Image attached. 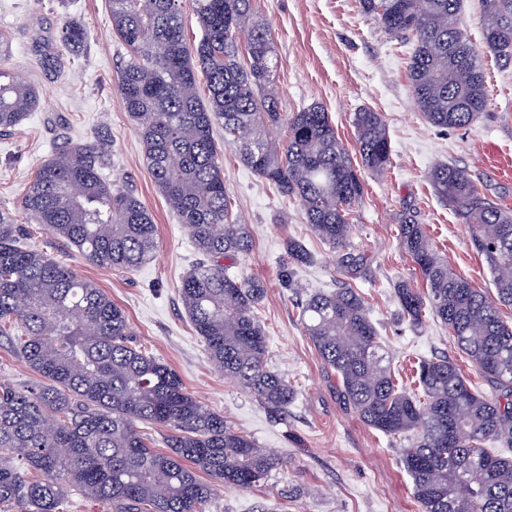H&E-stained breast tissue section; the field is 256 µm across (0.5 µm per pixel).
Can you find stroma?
I'll return each instance as SVG.
<instances>
[{
	"label": "stroma",
	"instance_id": "stroma-1",
	"mask_svg": "<svg viewBox=\"0 0 512 512\" xmlns=\"http://www.w3.org/2000/svg\"><path fill=\"white\" fill-rule=\"evenodd\" d=\"M255 8L276 49L273 88L280 111L322 105L364 186L348 215L350 250L363 262L346 268L310 230L295 200L245 166L234 147L221 148L233 215L252 235L250 253L237 257L234 270L265 284L257 315L268 337V363L295 391L285 413H271L210 365L179 301L180 280L199 256L157 190L139 134L119 101L118 69L130 53L112 33L109 0H67L61 8L50 0H0V34L11 43L5 64L42 94L23 124L0 136V212L20 216L21 199L54 143L87 142L106 131L113 176L126 181L155 218V257L136 270L118 271L86 262L40 229L29 242L102 288L125 311L137 345L174 368L211 410L281 457L283 469L256 490L218 488L211 512H422L401 463L407 441L366 426L343 403L335 375L304 332L301 303L311 291L351 285L391 352L401 384H411L415 358L446 357L462 365L475 389L492 394V383L433 316L415 328L401 319L394 289L401 283L426 287L400 245L399 226L408 216L457 274L493 291L483 257L454 211L436 197L427 173L440 162L464 167L487 197L512 210V66L483 56L486 111L467 128L443 130L425 122L412 97V43L385 33L361 12L359 0H255ZM70 18L88 30L85 49L44 65V54L59 51L60 30ZM362 108L381 113L391 139L390 162L378 174L363 167L355 144L352 116ZM291 238L305 244L313 263L288 265ZM39 380L13 340L0 336V383L23 391Z\"/></svg>",
	"mask_w": 512,
	"mask_h": 512
}]
</instances>
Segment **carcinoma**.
I'll use <instances>...</instances> for the list:
<instances>
[{"mask_svg":"<svg viewBox=\"0 0 512 512\" xmlns=\"http://www.w3.org/2000/svg\"><path fill=\"white\" fill-rule=\"evenodd\" d=\"M112 32L129 48L118 76L121 103L138 127L144 159L202 262L178 287L210 363L282 412L295 392L267 364L268 338L256 311L264 284L240 279L224 259L247 253L248 225L232 218L220 147L224 143L279 193L294 198L307 224L350 267L348 211L363 184L324 107L285 114L267 94L277 68L268 24L253 0H192L202 37L184 39V0H109ZM392 37L413 42L409 78L425 120L465 128L487 107L479 57L512 65V0H481L483 47L460 28L461 0H359ZM71 54L87 44L83 24H63ZM208 98L198 95L199 75ZM40 92L0 66V133L12 132ZM363 166L382 172L391 142L378 112L354 113ZM272 126L285 128L275 143ZM111 146L99 135L64 143L36 171L21 201L41 228L87 261L133 271L157 251V227L139 197L111 179ZM428 179L468 229L493 274L496 298L456 274L422 225L405 217L400 243L426 282L395 288L412 326L431 313L498 393L473 389L461 367L423 359L418 392L396 384L392 357L351 287L315 291L301 303L306 335L336 374L344 403L369 427L409 442L402 463L423 512H512V212L480 191L467 170L438 163ZM26 229L0 213V336L42 381L22 392L0 384V509L59 512L73 487L112 512H209L213 485L242 490L265 483L282 460L187 392L178 373L132 345L125 312L94 283L46 253L21 245ZM291 265H307L304 244L287 242ZM145 425L169 431L167 451Z\"/></svg>","mask_w":512,"mask_h":512,"instance_id":"carcinoma-1","label":"carcinoma"}]
</instances>
